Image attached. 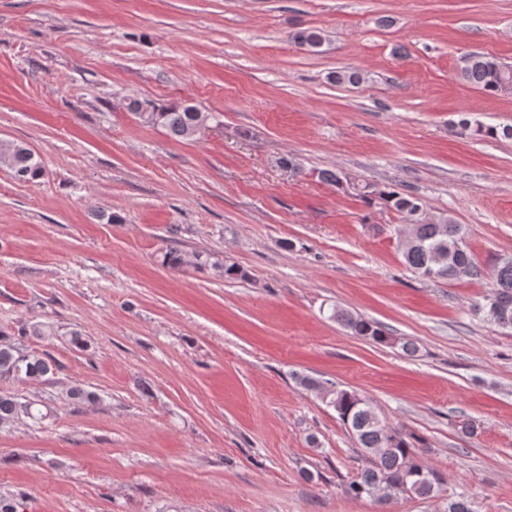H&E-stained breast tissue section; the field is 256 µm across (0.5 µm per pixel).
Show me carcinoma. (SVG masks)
I'll return each instance as SVG.
<instances>
[{"label":"carcinoma","mask_w":512,"mask_h":512,"mask_svg":"<svg viewBox=\"0 0 512 512\" xmlns=\"http://www.w3.org/2000/svg\"><path fill=\"white\" fill-rule=\"evenodd\" d=\"M291 40L309 51H318L326 37L319 28H304L291 35ZM467 84L493 95L512 94V65L485 53L473 52L460 72ZM128 109L142 121L159 124L172 135L191 139L204 129L210 114L192 105L166 110L149 109V105L133 99ZM464 130L478 137L512 138V126L500 129L482 124ZM0 161L6 162L19 182H32L40 177L42 169L31 149L13 141L0 140ZM377 192L364 186L359 195L368 199ZM379 197L395 210L416 217L410 224L404 240L403 258L408 268L429 280H452L461 275H475L477 267L466 249V228L451 218L440 222H426L418 218L422 213L421 200L394 188L378 192ZM484 318L502 329L512 331V259H503L495 274V283L485 303L478 307ZM331 318L346 327L354 336L386 343L390 337L378 325L342 309H334ZM0 334V378L43 380L55 374L56 362L47 354L23 352L3 342ZM300 384L320 394L327 405L333 407L339 419L349 430L357 447L366 455V465L357 478L348 485L347 493L353 498L364 496L384 505L391 498L407 496L420 499L435 497L442 484L439 473L422 463L415 438L402 432L377 413L370 403L354 392L328 386L307 376L298 377ZM37 420L42 413L34 403L22 401L11 394L0 393V426L20 417ZM444 512H474L470 502L461 493L448 495Z\"/></svg>","instance_id":"cac0c4a2"}]
</instances>
